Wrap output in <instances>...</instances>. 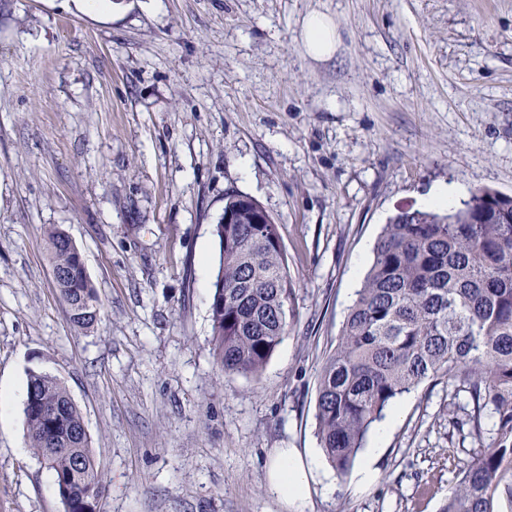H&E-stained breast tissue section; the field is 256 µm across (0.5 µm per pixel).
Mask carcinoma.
<instances>
[{"label":"carcinoma","instance_id":"cac0c4a2","mask_svg":"<svg viewBox=\"0 0 512 512\" xmlns=\"http://www.w3.org/2000/svg\"><path fill=\"white\" fill-rule=\"evenodd\" d=\"M244 194L224 196L234 223L218 237L219 265L211 304L216 363L226 374L257 379L294 323L295 288L286 252L273 242L278 224ZM52 265L68 321L93 326L102 304L85 265L48 231ZM372 261L322 367L316 401L321 448L345 475L371 429L403 395L439 375L469 394L477 439L491 409L494 436L475 448L441 512H512V208L477 188L464 208L399 211L384 225ZM23 409L28 448L51 472L65 512H94L87 496L100 485L83 416L65 386L28 374ZM57 410L54 419L43 408Z\"/></svg>","mask_w":512,"mask_h":512}]
</instances>
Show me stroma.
Here are the masks:
<instances>
[{"instance_id":"1","label":"stroma","mask_w":512,"mask_h":512,"mask_svg":"<svg viewBox=\"0 0 512 512\" xmlns=\"http://www.w3.org/2000/svg\"><path fill=\"white\" fill-rule=\"evenodd\" d=\"M112 2L0 0V512H64L26 443L32 370L82 412L97 512H440L479 445L468 394L422 383L341 477L318 378L390 217L438 185L512 196V0ZM312 10L336 23L330 59L300 46ZM232 189L278 224L295 288L256 380L212 356ZM51 226L99 292L91 330L68 321ZM280 448L313 464L304 508L267 489Z\"/></svg>"}]
</instances>
